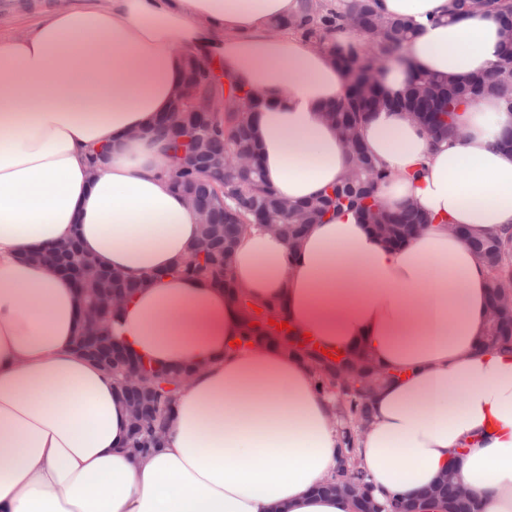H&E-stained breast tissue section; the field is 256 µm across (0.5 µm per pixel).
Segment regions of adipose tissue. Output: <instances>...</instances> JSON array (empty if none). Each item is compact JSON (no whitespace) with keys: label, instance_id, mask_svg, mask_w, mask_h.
I'll return each instance as SVG.
<instances>
[{"label":"adipose tissue","instance_id":"obj_1","mask_svg":"<svg viewBox=\"0 0 512 512\" xmlns=\"http://www.w3.org/2000/svg\"><path fill=\"white\" fill-rule=\"evenodd\" d=\"M415 35L388 58L381 88L411 67L445 80L500 61L496 11L452 22V0H380ZM297 0H62L0 35V512H356L320 493L336 473L341 424L311 365L277 345L237 348L242 312L223 288L173 274L200 235L169 184L158 127L185 89L184 61L221 63L258 97L265 178L296 202L331 189L351 165L327 105L346 89L336 55L271 31ZM438 141L388 108L361 128L387 171L375 194L431 218L399 247L352 210L329 212L293 250L247 227L233 282L273 303L329 350L358 349L391 374L370 395L354 458L379 500L416 498L454 470L481 512H512V353L481 348L486 267L458 236L512 235V111L494 96L457 112ZM102 267L154 280L108 331L137 356L187 368L166 444L128 448L121 389L76 352L70 279L32 260L71 240Z\"/></svg>","mask_w":512,"mask_h":512}]
</instances>
